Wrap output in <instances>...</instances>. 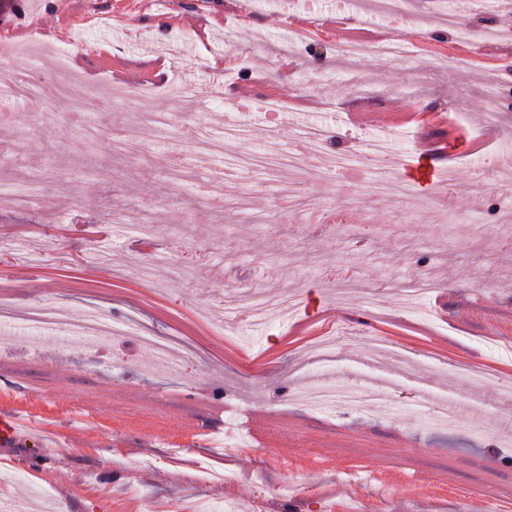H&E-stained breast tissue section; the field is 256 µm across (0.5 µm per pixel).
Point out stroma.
<instances>
[{
  "label": "stroma",
  "mask_w": 512,
  "mask_h": 512,
  "mask_svg": "<svg viewBox=\"0 0 512 512\" xmlns=\"http://www.w3.org/2000/svg\"><path fill=\"white\" fill-rule=\"evenodd\" d=\"M376 0H21L0 13L14 43L6 73L65 89L56 119L14 101L0 119V184L40 175L29 211L0 206V416L26 427L0 447L8 512L37 496L55 512H512V189L475 186L478 166L502 158L512 135V38L476 35L459 17L448 58L428 0L405 20ZM407 40L410 54L382 60L336 49L337 28ZM77 38L68 71L56 49ZM183 92L169 93L171 82ZM502 89L498 132L483 127L484 90ZM123 99L111 104V89ZM274 95L278 113L263 103ZM455 110L459 125H382L369 112ZM174 111L223 135L207 149L185 131L157 136L141 113ZM315 125L324 153L287 167L295 128ZM396 134L379 189L360 156L361 134ZM458 140L431 159L443 190L410 188L423 139ZM179 141L211 174L239 165L222 191L171 181L166 151ZM82 201L74 211L73 201ZM153 206L154 233L101 239L82 224H112L122 208ZM344 213L326 228L312 212ZM280 214L258 224L255 214ZM360 224L376 234L352 235ZM43 260L20 261L22 241ZM109 247V265L95 247ZM193 262L185 270V262ZM427 277L433 291L404 309L390 285ZM247 302L254 286L290 299L268 329L226 326L227 285ZM37 305L97 310L124 329L95 350L31 342ZM347 337L329 361L313 343ZM182 341L181 373L160 369L145 336ZM394 352L378 350V339ZM494 374L463 377L458 365ZM357 381L372 408L313 412L299 400L317 383ZM457 397L468 413L506 427L481 434L465 422L428 426L415 392Z\"/></svg>",
  "instance_id": "35a3bbf8"
}]
</instances>
